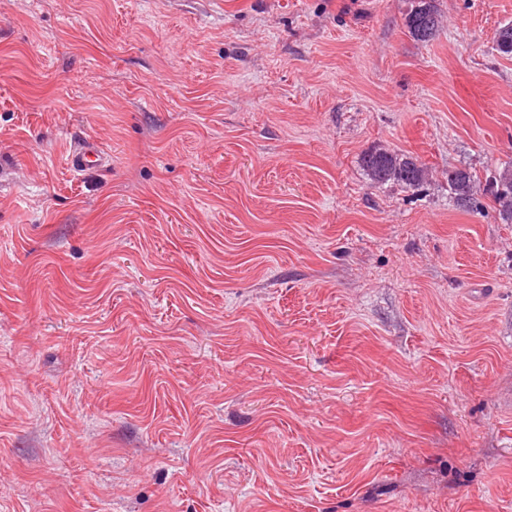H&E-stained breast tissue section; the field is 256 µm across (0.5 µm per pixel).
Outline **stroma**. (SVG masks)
Returning <instances> with one entry per match:
<instances>
[{"label": "stroma", "instance_id": "obj_1", "mask_svg": "<svg viewBox=\"0 0 512 512\" xmlns=\"http://www.w3.org/2000/svg\"><path fill=\"white\" fill-rule=\"evenodd\" d=\"M436 5L0 0V512H512V0ZM404 26L417 41H429L440 27V14L435 0H412L411 8L404 17ZM107 161V155L98 144L92 141L78 143L71 149L67 157V162L75 173L82 172L90 167L102 166ZM359 162L374 186L393 184L418 191L428 179L426 168L416 158L385 147L364 151ZM487 191L490 193L500 220L512 223V166L502 169L486 179ZM477 181L475 174L467 168H457L448 173V193L458 209L468 212L483 208L477 197Z\"/></svg>", "mask_w": 512, "mask_h": 512}]
</instances>
